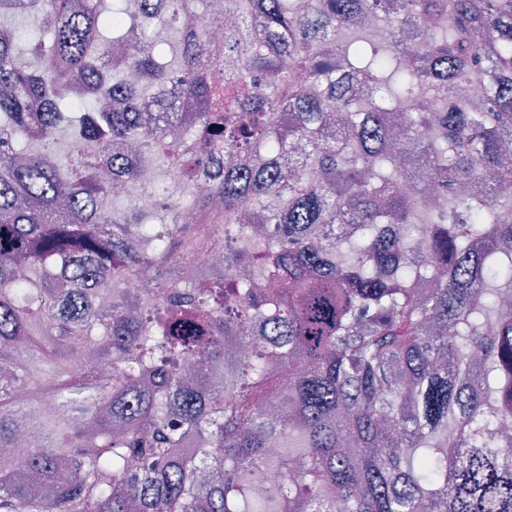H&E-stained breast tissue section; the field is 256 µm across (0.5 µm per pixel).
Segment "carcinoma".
Here are the masks:
<instances>
[{
	"mask_svg": "<svg viewBox=\"0 0 512 512\" xmlns=\"http://www.w3.org/2000/svg\"><path fill=\"white\" fill-rule=\"evenodd\" d=\"M129 2L0 0L37 30L0 23V512H512V0H236L221 41ZM161 154L187 194L109 207ZM216 198L224 275L181 287L175 209Z\"/></svg>",
	"mask_w": 512,
	"mask_h": 512,
	"instance_id": "1",
	"label": "carcinoma"
}]
</instances>
